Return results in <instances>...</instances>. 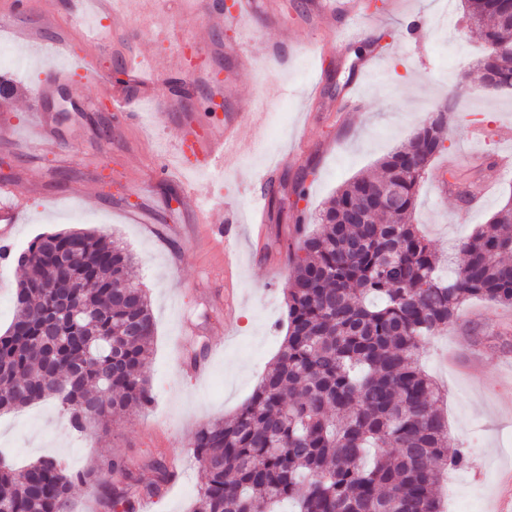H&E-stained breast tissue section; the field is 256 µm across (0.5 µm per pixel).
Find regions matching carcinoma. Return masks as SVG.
<instances>
[{
  "instance_id": "1",
  "label": "carcinoma",
  "mask_w": 512,
  "mask_h": 512,
  "mask_svg": "<svg viewBox=\"0 0 512 512\" xmlns=\"http://www.w3.org/2000/svg\"><path fill=\"white\" fill-rule=\"evenodd\" d=\"M465 16L486 46L482 70L512 90V17L507 0H464ZM451 108L443 104L414 137L380 162L379 178L344 186L302 235L287 260V331L274 365L230 418L200 425L190 448L206 472L192 512H441V473L465 462L452 447L443 396L418 363L422 343L448 328L460 307L480 298L512 306V199L460 244L455 276L413 223L418 187L445 150ZM462 200L475 182L448 171ZM399 188L401 203L381 204ZM17 258L24 268L17 317L0 335V412L56 398L72 430L152 402L146 375L154 319L146 292L132 280V256L104 235L72 230L34 238ZM70 307L42 285L58 257ZM142 493L159 497L173 474L160 460ZM118 475L135 481L122 456L71 471L43 456L17 469L0 460V512H71L77 483ZM137 512L114 486L106 505Z\"/></svg>"
}]
</instances>
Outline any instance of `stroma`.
Here are the masks:
<instances>
[{
  "instance_id": "obj_1",
  "label": "stroma",
  "mask_w": 512,
  "mask_h": 512,
  "mask_svg": "<svg viewBox=\"0 0 512 512\" xmlns=\"http://www.w3.org/2000/svg\"><path fill=\"white\" fill-rule=\"evenodd\" d=\"M14 2L0 0V14L12 13L16 26L39 31L41 39L17 58L13 30L0 28V52L11 57L0 64V74L17 91L12 102H0V124L27 138L32 101L41 85L51 84L47 99L55 106L51 118L62 148L58 156L0 149V161L12 166L11 183L31 190L15 246L24 248L44 233L82 229L107 234L132 254V276L146 290L155 320L147 368L153 400L147 408L113 416L108 432L80 435L55 399L47 398L0 417V448L12 451L18 465L51 454L61 440L67 455H79L84 464L115 454L137 467L150 458L180 457L185 474L153 499V512H188L204 482L189 450L196 428L238 410L275 360L286 333L284 293L291 268L286 263L272 268L255 252L248 221L263 176L270 173L287 184L267 200L269 248L275 252L294 239L298 212L314 214L345 183L379 175L380 160L428 119L426 101L451 102L456 118L448 124L445 152L419 188L415 221L439 254L452 255L454 266H461L459 241L512 199V181L493 180L466 207L444 189L443 169L476 174L486 158L512 156V93L482 84L477 62L484 45L468 28L460 0H454L444 29L433 22L441 0H379L368 8L360 25L387 43L388 51L375 76L361 84L363 111L345 120L336 109L361 43L346 41L338 22L319 18L314 0H271L275 21L259 39L251 38L249 27L233 29L221 18L198 16L187 35L208 46L204 55L191 44L175 51L168 41V16L192 13L198 0H164L160 6L138 0L128 29L99 41L89 39L73 17L71 0H23L18 13ZM412 18L422 29L409 35L405 27ZM178 54L193 62L182 109L143 111L135 121L115 124L101 79L125 84L128 66L143 56L163 73ZM56 67L71 70L68 82L52 84ZM317 83L322 94L310 98ZM258 104L264 107L263 124L242 129L257 157L220 175L178 167L170 142L185 114H201L202 123L194 128L200 134L205 125L223 122L225 113L249 112ZM105 121L112 134L103 139L98 128ZM299 141L305 145L301 159L281 164ZM163 165L171 179H151L152 170ZM183 178L211 205L202 219L181 205ZM298 182L306 188L301 201L291 191ZM91 183L96 193H87ZM138 208L154 218L156 233L127 218L128 210ZM225 224L235 227L239 253L234 286L240 307L231 323L218 319L213 305L224 282V250L213 241L211 228ZM182 352L212 355L205 379L182 370ZM419 359L447 392L441 408L454 447L466 448L474 434L483 439L481 455L449 469L439 493L478 495L481 512H492L498 473L512 466V407L500 391L512 368V308L468 301L455 323L421 348Z\"/></svg>"
}]
</instances>
